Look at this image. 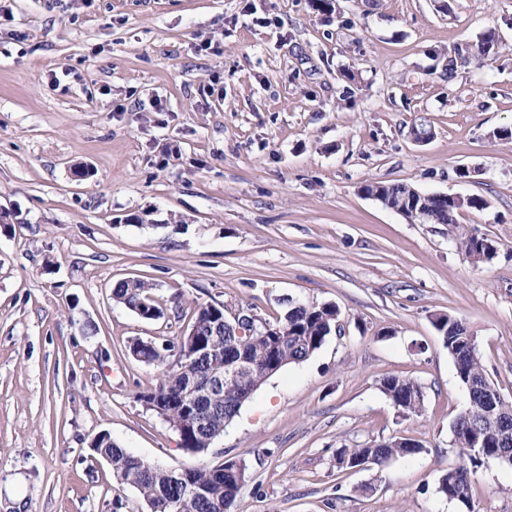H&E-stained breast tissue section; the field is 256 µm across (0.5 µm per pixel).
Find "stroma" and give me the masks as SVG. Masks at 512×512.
<instances>
[{"mask_svg":"<svg viewBox=\"0 0 512 512\" xmlns=\"http://www.w3.org/2000/svg\"><path fill=\"white\" fill-rule=\"evenodd\" d=\"M330 3L0 0V512H150L102 432L167 468L245 461L233 512H457L437 486L468 395L433 319L467 323L512 402V0ZM376 181L488 205L416 224ZM458 226L495 258L470 264ZM129 279L160 318L115 302ZM290 301L336 305L339 331L182 449L130 345L177 341L202 304L272 321ZM389 376L421 384V416ZM394 435L422 453L337 469ZM471 496L512 512V468L479 467ZM382 392L404 417L418 416L423 408L421 385L415 380L389 376L381 383Z\"/></svg>","mask_w":512,"mask_h":512,"instance_id":"obj_1","label":"stroma"}]
</instances>
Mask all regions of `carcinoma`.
Returning <instances> with one entry per match:
<instances>
[{"label": "carcinoma", "instance_id": "cac0c4a2", "mask_svg": "<svg viewBox=\"0 0 512 512\" xmlns=\"http://www.w3.org/2000/svg\"><path fill=\"white\" fill-rule=\"evenodd\" d=\"M363 191L373 195L386 207L409 216L411 212H422L431 224H457L456 215L463 209H483L487 200L481 196L443 199L436 195L419 193L407 184H384L370 182ZM484 237L461 232L457 244L463 256L478 253L477 263L494 259L498 246L484 249ZM114 299L138 315L142 308L149 306L157 312L162 309L150 292V286L141 280L122 281L113 290ZM339 311L332 304L322 306L289 305L283 316L268 322L273 330L271 336H238L234 332V321L226 320L220 328H205L202 335L195 337L196 350L204 356L222 355L234 358L240 354L255 357L257 353L271 349L269 360L286 367L299 364L312 356L331 335L338 320ZM224 318V308L212 304L198 307L194 320L203 324L212 317ZM448 355L455 363L456 375L461 384L471 388L468 412L458 415L452 424L453 445L459 449L461 461L450 473L441 477L438 493L454 502L461 512H473L471 479L476 469L488 461L501 460L508 466L512 462L503 457L512 444V403L505 401L494 388L482 365L479 349L470 345L459 328L455 318L440 315L434 320ZM173 344L166 346H143L138 340L132 351L143 356L141 362L160 370L156 383L139 393V399L157 407V414L175 427L186 418L187 405L182 392L188 376L168 363ZM270 375L266 362L261 361L247 384L224 383V391L209 401L211 410L208 425L188 428L183 432L182 448L198 453L209 448L213 436L224 431ZM382 392L392 402L398 413L404 417L417 416L423 408L421 385L409 378L389 376L381 382ZM92 448L101 457L112 462L114 477L120 486H131L142 496L150 512H173L169 504L180 499L181 483L197 489L196 499L184 505L181 512H232V506L242 487L249 479L245 462L227 460L217 466L187 467L180 469L182 482H175L169 469L139 461L121 447L110 435H104L92 442ZM423 452V446L406 438L392 436L377 443L355 448H338L335 453L336 468L355 469L374 465L382 467L397 457L414 456Z\"/></svg>", "mask_w": 512, "mask_h": 512}]
</instances>
